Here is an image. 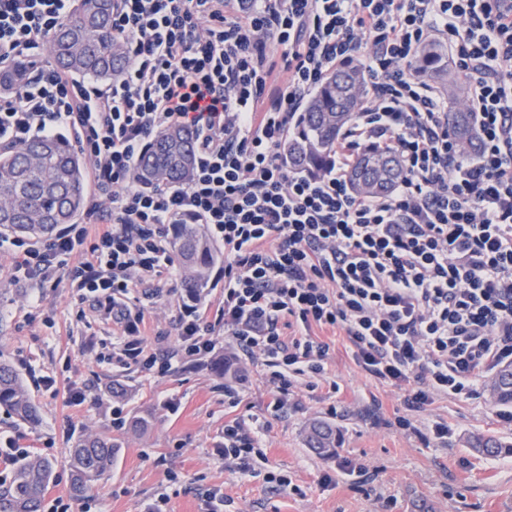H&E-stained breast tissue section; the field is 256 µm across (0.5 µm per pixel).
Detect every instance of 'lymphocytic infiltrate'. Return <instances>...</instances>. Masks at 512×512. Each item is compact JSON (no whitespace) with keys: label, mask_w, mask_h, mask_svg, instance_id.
Here are the masks:
<instances>
[{"label":"lymphocytic infiltrate","mask_w":512,"mask_h":512,"mask_svg":"<svg viewBox=\"0 0 512 512\" xmlns=\"http://www.w3.org/2000/svg\"><path fill=\"white\" fill-rule=\"evenodd\" d=\"M70 0H0V69L38 55ZM123 75L103 83L47 67L0 92V147L69 130L94 192L83 217L4 246L21 288L68 278L79 304L117 331L99 362L162 377L199 366L223 326L260 361L274 411L296 377H324L344 332L355 363L405 390V415L478 394L512 367V0H114ZM453 53L474 149L449 124L448 97L413 68L420 46ZM365 77L352 121L325 170L288 166L304 100L340 67ZM194 137L191 180L136 186L156 134ZM393 154L395 187L364 196L349 181L363 149ZM207 225L224 247V302H182L173 350L146 338L145 302L179 269L170 234ZM219 459L244 476L262 439L235 419Z\"/></svg>","instance_id":"lymphocytic-infiltrate-1"}]
</instances>
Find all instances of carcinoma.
Instances as JSON below:
<instances>
[{
	"instance_id": "carcinoma-1",
	"label": "carcinoma",
	"mask_w": 512,
	"mask_h": 512,
	"mask_svg": "<svg viewBox=\"0 0 512 512\" xmlns=\"http://www.w3.org/2000/svg\"><path fill=\"white\" fill-rule=\"evenodd\" d=\"M113 0H75V6L48 42L56 68L78 76L104 81L118 78L123 69L124 47L112 38ZM419 72L447 81L449 121L467 145L473 135L469 117L456 109V79L448 56L435 45L416 54ZM32 70V60L18 59L0 71V88H17ZM364 84L360 70L350 67L331 73L312 93L298 115L296 135L282 146V155L295 169L318 172L349 123ZM193 168V138L180 128L156 135L135 172L143 187L184 184ZM402 171L394 157L363 150L353 170L354 188L377 195L390 190ZM87 194L85 159L63 137H35L24 144L0 149V229L29 238L43 239L60 224H69L84 209ZM183 261L186 297L203 298L209 288L210 269L224 260L202 224H181L171 241ZM498 402H512V370L500 373L493 386ZM0 408L18 420L34 425L39 409L16 368L0 357ZM310 447L329 456L336 452V432L322 422L310 427ZM120 446L112 437L86 432L70 450L71 490L82 498L112 468ZM53 475L52 464L40 455L27 457L0 486V512H40Z\"/></svg>"
}]
</instances>
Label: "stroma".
<instances>
[{"label": "stroma", "instance_id": "obj_1", "mask_svg": "<svg viewBox=\"0 0 512 512\" xmlns=\"http://www.w3.org/2000/svg\"><path fill=\"white\" fill-rule=\"evenodd\" d=\"M9 255L0 251V356L18 370L35 366L54 376L57 392L32 388L40 420L29 426L0 409V436L17 437L21 447L51 460L53 476L46 500L71 498L69 450L87 431L112 435L121 450L110 472L90 497L97 512H144L158 494L169 497L171 512H200L201 497L218 490L232 501L230 512H512V427L499 421L489 389L478 396L439 399L419 413V425H448L447 442H424L399 428L404 415L397 388L370 377L353 360L346 336L321 330L329 343L327 373L303 378L288 398V410L269 408L272 394L252 361L236 355L216 328V348L198 367L150 378L138 368L99 363L94 347L112 334V322L92 310H80L67 281L43 291L39 308L29 307L28 289L7 277ZM182 280H165L162 298L146 310L151 325L167 330L175 345L177 300ZM53 318L46 327L44 318ZM224 361L234 373L240 402H224L223 377L214 364ZM122 384L125 417L145 416L147 430L129 431L112 423L109 388ZM87 388L82 406L66 401L68 388ZM178 408L168 411L167 399ZM252 416L263 434L266 459L257 476L225 468L212 453L224 440V424ZM336 429V453L325 458L309 448L310 423ZM498 441L487 456L475 448L478 438ZM361 468L348 477L346 466ZM291 478L292 489L272 492L269 471Z\"/></svg>", "mask_w": 512, "mask_h": 512}]
</instances>
